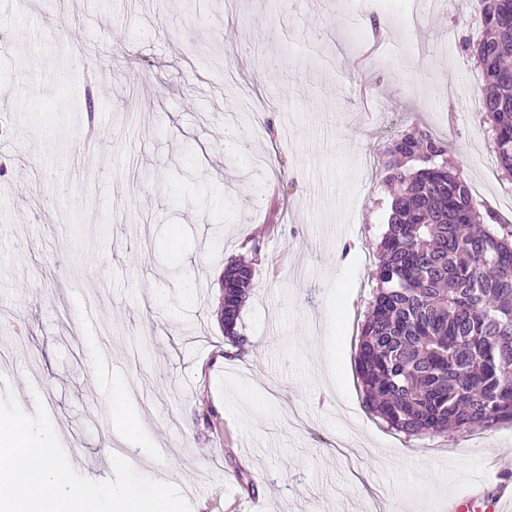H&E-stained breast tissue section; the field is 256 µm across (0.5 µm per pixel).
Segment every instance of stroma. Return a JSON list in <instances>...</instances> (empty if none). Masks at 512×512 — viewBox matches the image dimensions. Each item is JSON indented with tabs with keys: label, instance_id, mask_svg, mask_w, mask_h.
I'll return each mask as SVG.
<instances>
[{
	"label": "stroma",
	"instance_id": "35a3bbf8",
	"mask_svg": "<svg viewBox=\"0 0 512 512\" xmlns=\"http://www.w3.org/2000/svg\"><path fill=\"white\" fill-rule=\"evenodd\" d=\"M479 33L425 5L437 52L408 74L403 28L361 0H0V393L44 406L83 476L123 455L192 512H494L512 425L404 436L355 369L387 141L422 126L507 210L460 93ZM365 71L373 111L352 92ZM242 258L239 347L219 276ZM125 398V387L123 384L118 383L113 388L112 394V415L110 424L114 430H127L131 428L124 413Z\"/></svg>",
	"mask_w": 512,
	"mask_h": 512
}]
</instances>
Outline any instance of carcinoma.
I'll use <instances>...</instances> for the list:
<instances>
[{
    "label": "carcinoma",
    "mask_w": 512,
    "mask_h": 512,
    "mask_svg": "<svg viewBox=\"0 0 512 512\" xmlns=\"http://www.w3.org/2000/svg\"><path fill=\"white\" fill-rule=\"evenodd\" d=\"M480 112L512 179V0H481ZM394 186L361 330L363 400L405 436L470 435L512 424V224L473 204L448 144L414 125L382 151ZM251 263L224 271V334L251 288Z\"/></svg>",
    "instance_id": "obj_1"
}]
</instances>
